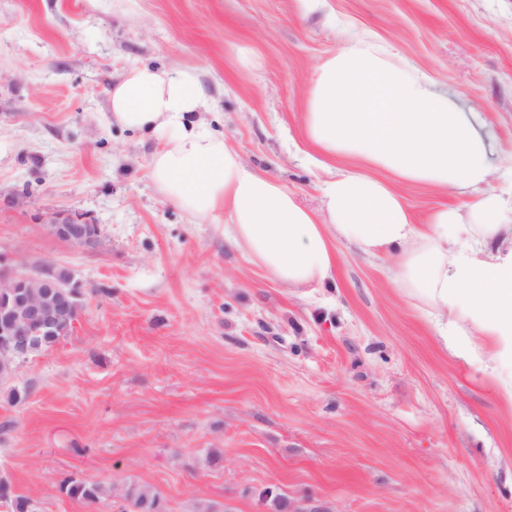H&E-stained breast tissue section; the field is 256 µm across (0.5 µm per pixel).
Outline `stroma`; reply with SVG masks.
Wrapping results in <instances>:
<instances>
[{
  "instance_id": "1",
  "label": "stroma",
  "mask_w": 512,
  "mask_h": 512,
  "mask_svg": "<svg viewBox=\"0 0 512 512\" xmlns=\"http://www.w3.org/2000/svg\"><path fill=\"white\" fill-rule=\"evenodd\" d=\"M347 39L485 117L512 187V0H0V264H66L84 292L72 332L0 384V479L34 512H121L133 485L164 512H271L269 489L287 512H512V407L385 260L339 242L330 285L273 282L224 211L197 224L158 192L162 140L112 117L133 67L192 71L201 120L315 210L310 79ZM397 189L419 220L461 201ZM62 210L102 248L46 235ZM61 490L72 499L85 503H95L102 498L103 486L100 483H88L82 481H66L61 485Z\"/></svg>"
}]
</instances>
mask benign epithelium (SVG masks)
I'll list each match as a JSON object with an SVG mask.
<instances>
[{
  "label": "benign epithelium",
  "mask_w": 512,
  "mask_h": 512,
  "mask_svg": "<svg viewBox=\"0 0 512 512\" xmlns=\"http://www.w3.org/2000/svg\"><path fill=\"white\" fill-rule=\"evenodd\" d=\"M41 223L50 236L67 245L95 251L103 242L100 225L67 212L45 214ZM60 270L49 262L23 272L0 270L1 348L20 353L34 329L75 324L82 311L81 285L73 273L63 277Z\"/></svg>",
  "instance_id": "7a95c632"
}]
</instances>
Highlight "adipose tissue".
<instances>
[{"label":"adipose tissue","mask_w":512,"mask_h":512,"mask_svg":"<svg viewBox=\"0 0 512 512\" xmlns=\"http://www.w3.org/2000/svg\"><path fill=\"white\" fill-rule=\"evenodd\" d=\"M109 100L115 120L163 140L151 167L159 191L201 222L224 210L225 240L280 285L332 281L337 241L387 259L388 276L426 306L444 349L484 361L512 404V193L494 187L475 121L427 76L351 45L315 70L307 135L327 157L363 166L325 181L315 211L196 120L205 93L191 71L132 68ZM373 168L390 180L370 176ZM399 181L449 188L462 201L416 224Z\"/></svg>","instance_id":"ef3b65f1"}]
</instances>
